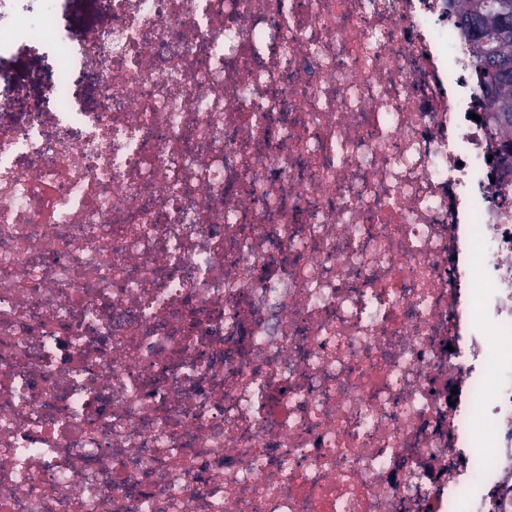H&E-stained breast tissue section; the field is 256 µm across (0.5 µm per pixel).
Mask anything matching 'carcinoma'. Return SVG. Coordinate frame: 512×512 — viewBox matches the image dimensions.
Returning <instances> with one entry per match:
<instances>
[{"instance_id":"obj_1","label":"carcinoma","mask_w":512,"mask_h":512,"mask_svg":"<svg viewBox=\"0 0 512 512\" xmlns=\"http://www.w3.org/2000/svg\"><path fill=\"white\" fill-rule=\"evenodd\" d=\"M455 9L458 25L475 49V75L483 100V110L497 104L496 111L512 113V74L498 70V62L503 58L512 59V40L500 38V22L497 11L489 7L485 0H449ZM493 137L501 145L496 156L498 165H512V122L503 125L496 120L490 128Z\"/></svg>"}]
</instances>
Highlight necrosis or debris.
Returning a JSON list of instances; mask_svg holds the SVG:
<instances>
[{"label":"necrosis or debris","instance_id":"necrosis-or-debris-1","mask_svg":"<svg viewBox=\"0 0 512 512\" xmlns=\"http://www.w3.org/2000/svg\"><path fill=\"white\" fill-rule=\"evenodd\" d=\"M0 0V512H512V174L446 0ZM68 98L69 111L58 105ZM98 19L97 0H59L57 26L75 28L94 24ZM51 71L46 62L33 58L27 48H19L12 56L0 58V90L23 88L31 104H38Z\"/></svg>","mask_w":512,"mask_h":512}]
</instances>
